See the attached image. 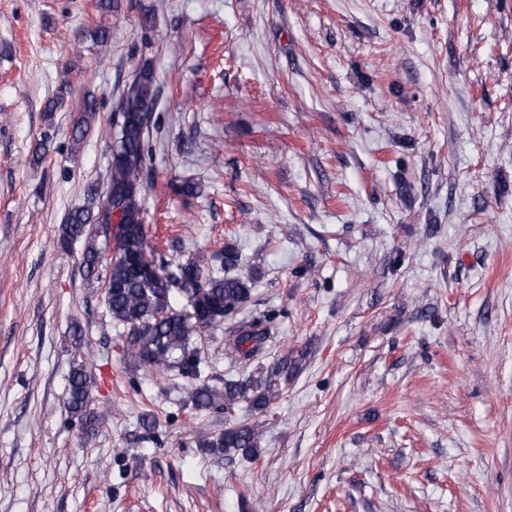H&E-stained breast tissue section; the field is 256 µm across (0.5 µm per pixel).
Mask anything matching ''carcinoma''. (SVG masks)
I'll return each instance as SVG.
<instances>
[{
    "label": "carcinoma",
    "mask_w": 512,
    "mask_h": 512,
    "mask_svg": "<svg viewBox=\"0 0 512 512\" xmlns=\"http://www.w3.org/2000/svg\"><path fill=\"white\" fill-rule=\"evenodd\" d=\"M155 82L151 69L135 67L121 102L122 120L112 126L107 184L102 189L89 186L85 203L69 210L58 245L67 252L80 246L85 287L104 289L124 362L183 380L186 402L200 411L244 404L261 412L277 385L299 374L307 351L290 348L264 365L261 358L272 336L268 319L256 317L224 339V355L240 372L213 385L203 377L202 330L240 313L252 297L255 276L241 274L239 251L231 241L218 254L186 261L168 260L150 245L144 191L150 120L157 106ZM97 112L96 97L85 95L72 144L83 141ZM93 386L83 362L74 363L65 406L88 424ZM257 438L256 428L243 423L203 440L200 447L226 458L250 457L257 454Z\"/></svg>",
    "instance_id": "1"
}]
</instances>
